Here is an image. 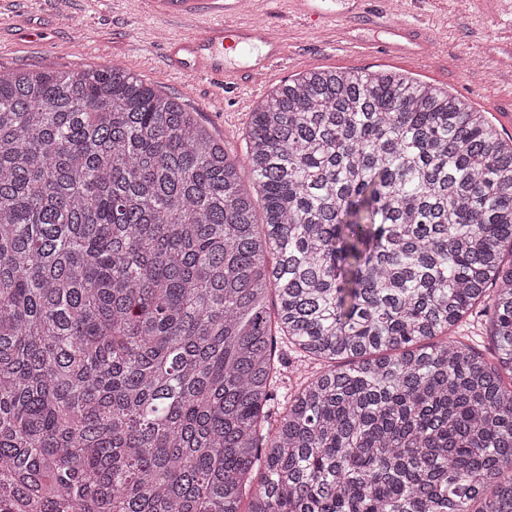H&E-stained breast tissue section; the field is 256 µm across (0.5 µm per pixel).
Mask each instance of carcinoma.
Here are the masks:
<instances>
[{
  "label": "carcinoma",
  "instance_id": "cac0c4a2",
  "mask_svg": "<svg viewBox=\"0 0 512 512\" xmlns=\"http://www.w3.org/2000/svg\"><path fill=\"white\" fill-rule=\"evenodd\" d=\"M0 501L512 512V143L390 71L243 157L120 66L0 71Z\"/></svg>",
  "mask_w": 512,
  "mask_h": 512
}]
</instances>
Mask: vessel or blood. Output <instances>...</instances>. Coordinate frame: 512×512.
Masks as SVG:
<instances>
[{
    "label": "vessel or blood",
    "mask_w": 512,
    "mask_h": 512,
    "mask_svg": "<svg viewBox=\"0 0 512 512\" xmlns=\"http://www.w3.org/2000/svg\"><path fill=\"white\" fill-rule=\"evenodd\" d=\"M152 7L167 16L209 20L200 35L167 42V61L178 73L241 80L250 88L280 64L287 53L282 39L272 30L239 21L243 0H154ZM288 13L303 21L327 23L336 19L335 12L323 9L321 0H288ZM245 47L258 48L256 58L238 67L229 66L224 59L225 51Z\"/></svg>",
    "instance_id": "vessel-or-blood-1"
}]
</instances>
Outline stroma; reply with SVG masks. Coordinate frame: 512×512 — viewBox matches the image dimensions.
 <instances>
[{
  "label": "stroma",
  "mask_w": 512,
  "mask_h": 512,
  "mask_svg": "<svg viewBox=\"0 0 512 512\" xmlns=\"http://www.w3.org/2000/svg\"><path fill=\"white\" fill-rule=\"evenodd\" d=\"M395 14L427 29V56L385 51L389 35L375 23L354 22L350 39H339L289 19L286 0H253L248 18L266 21L286 40L290 56L246 98L216 79L197 76L182 83L166 67V36H196L203 20L168 19L149 12L145 0H0V68L78 69L112 62L179 97L238 156L246 150L255 105L314 68L401 71L465 98L487 113L503 139L512 140V123L504 118L512 111V72L504 66L512 59V0H504L494 16L482 15L469 0H401Z\"/></svg>",
  "instance_id": "35a3bbf8"
}]
</instances>
